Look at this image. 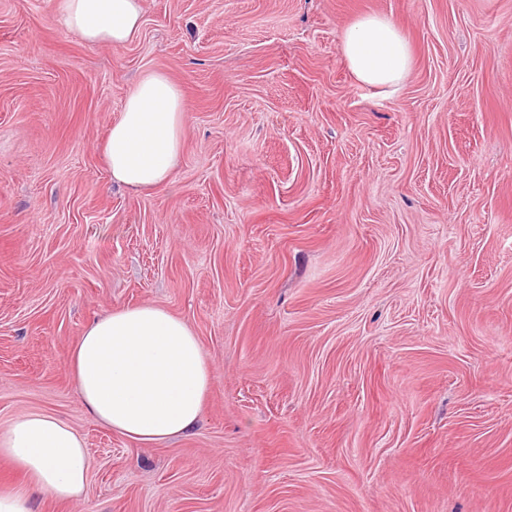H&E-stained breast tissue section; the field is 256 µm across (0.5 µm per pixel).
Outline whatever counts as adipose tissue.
<instances>
[{
    "label": "adipose tissue",
    "mask_w": 512,
    "mask_h": 512,
    "mask_svg": "<svg viewBox=\"0 0 512 512\" xmlns=\"http://www.w3.org/2000/svg\"><path fill=\"white\" fill-rule=\"evenodd\" d=\"M142 0H55L53 20L91 44L116 48L138 37ZM341 48L355 79L397 89L411 64L397 23L367 15L345 29ZM186 108L179 87L151 72L127 94L103 155L113 183L135 191L167 185L179 163ZM70 372L78 404L92 417L141 445L191 434L200 423L212 372L190 323L154 304L122 306L93 319L72 349ZM0 457L25 475L0 487V512H34L35 500L78 499L90 460L69 423L43 412L18 416L0 433Z\"/></svg>",
    "instance_id": "obj_1"
}]
</instances>
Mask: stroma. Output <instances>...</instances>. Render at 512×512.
I'll return each instance as SVG.
<instances>
[{"label":"stroma","mask_w":512,"mask_h":512,"mask_svg":"<svg viewBox=\"0 0 512 512\" xmlns=\"http://www.w3.org/2000/svg\"><path fill=\"white\" fill-rule=\"evenodd\" d=\"M0 0V430L43 411L91 457L37 512H512V0H143L82 42ZM392 17L400 90L342 31ZM187 108L174 183L114 185L133 83ZM151 302L213 369L189 436L140 445L78 405L86 324ZM341 48L355 79L372 88L395 91L410 70L409 45L397 23L386 16L358 19L343 32Z\"/></svg>","instance_id":"obj_1"}]
</instances>
